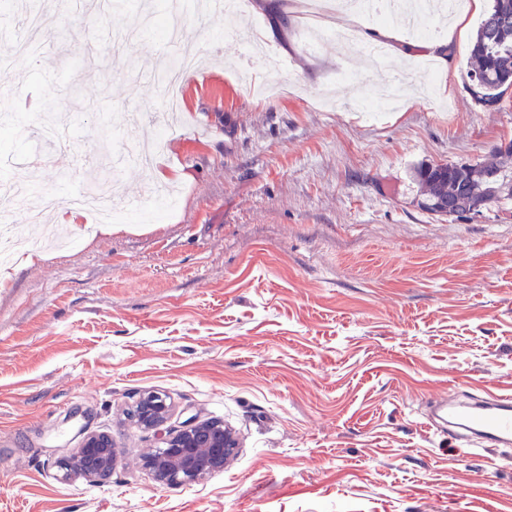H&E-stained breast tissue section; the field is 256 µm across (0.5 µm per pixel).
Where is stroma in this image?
I'll return each mask as SVG.
<instances>
[{"label":"stroma","instance_id":"stroma-1","mask_svg":"<svg viewBox=\"0 0 512 512\" xmlns=\"http://www.w3.org/2000/svg\"><path fill=\"white\" fill-rule=\"evenodd\" d=\"M173 0L53 13L33 60L0 71V182L26 183L0 265V512H512V447L429 424L431 402L512 396V201L475 218L417 205L421 163H475L512 140V89L491 110L467 86L483 13L467 9L438 88L391 112L357 104L382 64L364 42L313 44L301 0H248L284 67L253 66L224 21L180 13L202 54L183 112L162 114V41L142 15ZM112 179L122 232L56 211ZM166 394L164 424L218 419L223 470L161 485L154 431L131 413ZM111 436V479L61 480L84 434Z\"/></svg>","mask_w":512,"mask_h":512}]
</instances>
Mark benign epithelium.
<instances>
[{
	"instance_id": "benign-epithelium-1",
	"label": "benign epithelium",
	"mask_w": 512,
	"mask_h": 512,
	"mask_svg": "<svg viewBox=\"0 0 512 512\" xmlns=\"http://www.w3.org/2000/svg\"><path fill=\"white\" fill-rule=\"evenodd\" d=\"M170 411V403L158 391H146L139 400L136 419L145 428L159 429ZM168 452L146 461L155 479L162 484H189L210 469H224L226 449L237 447L235 433L224 422L207 425L189 419L183 429L161 439ZM118 450L108 435L90 433L83 437L79 450L56 460L65 478L82 476L100 484L114 467Z\"/></svg>"
}]
</instances>
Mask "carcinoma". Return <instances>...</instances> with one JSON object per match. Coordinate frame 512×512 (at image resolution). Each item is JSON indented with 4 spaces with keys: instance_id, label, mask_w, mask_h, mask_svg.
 I'll return each mask as SVG.
<instances>
[{
    "instance_id": "1",
    "label": "carcinoma",
    "mask_w": 512,
    "mask_h": 512,
    "mask_svg": "<svg viewBox=\"0 0 512 512\" xmlns=\"http://www.w3.org/2000/svg\"><path fill=\"white\" fill-rule=\"evenodd\" d=\"M473 68L469 77L480 83L477 101L494 105L512 81V0H493L483 19L471 49ZM512 157V152L507 154ZM494 152L491 159L460 167L456 163H422L414 168L413 178L425 197L423 210L437 216L442 205L457 196H466L484 207L512 197L499 185L512 176L504 169L502 158Z\"/></svg>"
}]
</instances>
